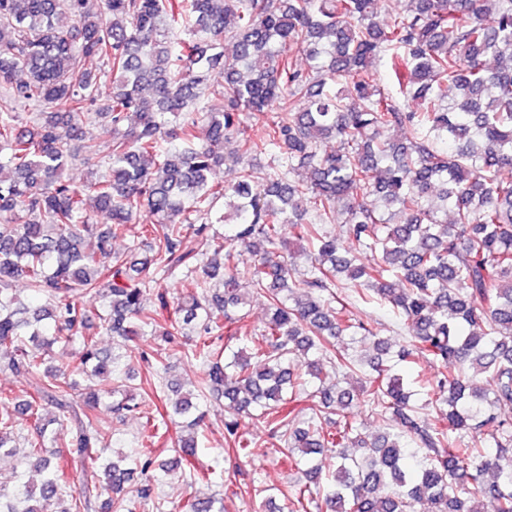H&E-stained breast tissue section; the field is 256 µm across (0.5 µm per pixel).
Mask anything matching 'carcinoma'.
Returning <instances> with one entry per match:
<instances>
[{
    "instance_id": "cac0c4a2",
    "label": "carcinoma",
    "mask_w": 512,
    "mask_h": 512,
    "mask_svg": "<svg viewBox=\"0 0 512 512\" xmlns=\"http://www.w3.org/2000/svg\"><path fill=\"white\" fill-rule=\"evenodd\" d=\"M379 2L104 0L97 14L86 0H0V367L37 379L26 400L0 394V461L22 439L20 465L37 476L22 482L14 468L0 479V512H92L104 493L108 512H165L152 472L197 458L198 404L160 377L154 389L176 399L154 415L149 394L123 384L83 333L85 295L106 301L112 334L158 336L166 354L203 361L199 390L228 412L226 450L249 455L240 417L264 421L272 450L301 474L290 509L479 512L488 497L493 512H512V418L498 414L512 407V0H409L384 25ZM377 59L394 75L388 88L369 72ZM20 101L36 110L29 125ZM245 112L264 117L262 139L247 133ZM88 119L112 133L103 172L83 138ZM332 140L339 150H327ZM228 145L242 166L217 188L209 175ZM270 150L257 188L245 159ZM76 159L90 168L80 186L64 176ZM143 208L154 221L136 225ZM214 222L229 226L222 242ZM338 222L343 234L325 229ZM134 228L149 242L142 259L112 250ZM191 236L205 253L186 249ZM292 245L309 259L301 276ZM175 273L183 317L163 327L144 297ZM243 279L269 304L260 334L235 347ZM18 280L44 303L24 302ZM360 306L392 311L410 328L406 344L393 351L372 316L354 314ZM186 326L198 330L187 351L176 341ZM369 337L364 371L349 350ZM56 344L77 347L65 371L46 366ZM420 359L438 371L417 391L394 368ZM357 372L359 385H344ZM303 394L307 419L278 415ZM108 398L145 419L150 438L180 419L174 457L108 456L98 420ZM361 406L391 430L363 437ZM62 431L81 463L77 487ZM136 471L135 495L116 496ZM177 509L224 512V498Z\"/></svg>"
}]
</instances>
